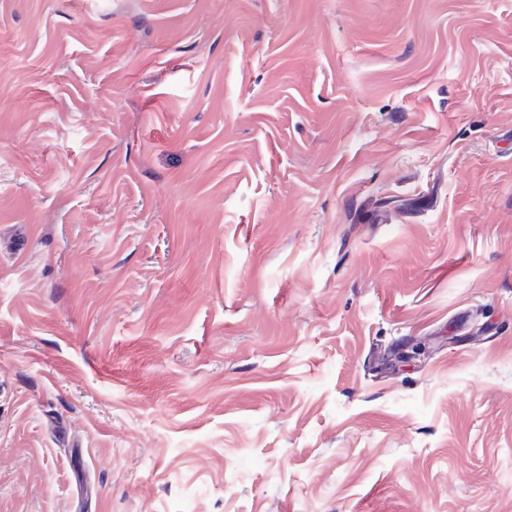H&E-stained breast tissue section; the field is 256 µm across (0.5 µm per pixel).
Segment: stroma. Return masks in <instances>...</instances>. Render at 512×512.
I'll list each match as a JSON object with an SVG mask.
<instances>
[{"label":"stroma","instance_id":"obj_1","mask_svg":"<svg viewBox=\"0 0 512 512\" xmlns=\"http://www.w3.org/2000/svg\"><path fill=\"white\" fill-rule=\"evenodd\" d=\"M0 512H512V0H0ZM393 359L395 371L421 366L433 348L427 340L408 341L397 348Z\"/></svg>","mask_w":512,"mask_h":512}]
</instances>
